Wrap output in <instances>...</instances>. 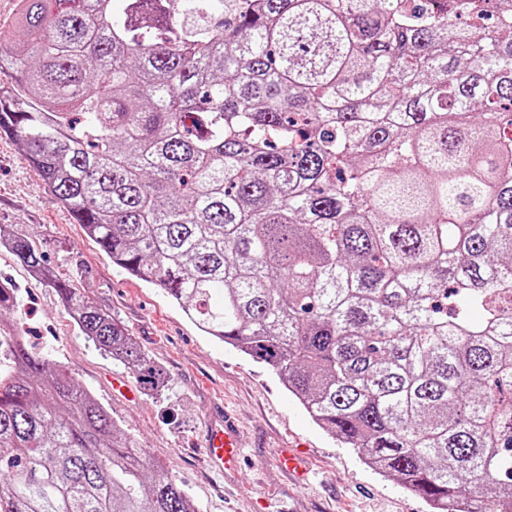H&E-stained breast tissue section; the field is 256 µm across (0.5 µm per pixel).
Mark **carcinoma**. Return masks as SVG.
Here are the masks:
<instances>
[{"label": "carcinoma", "mask_w": 512, "mask_h": 512, "mask_svg": "<svg viewBox=\"0 0 512 512\" xmlns=\"http://www.w3.org/2000/svg\"><path fill=\"white\" fill-rule=\"evenodd\" d=\"M18 0L0 134L113 264L431 512H512V0ZM0 245L149 390L125 325ZM0 512H196L10 318Z\"/></svg>", "instance_id": "obj_1"}]
</instances>
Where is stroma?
Wrapping results in <instances>:
<instances>
[{"instance_id":"35a3bbf8","label":"stroma","mask_w":512,"mask_h":512,"mask_svg":"<svg viewBox=\"0 0 512 512\" xmlns=\"http://www.w3.org/2000/svg\"><path fill=\"white\" fill-rule=\"evenodd\" d=\"M0 224L25 225L46 247L48 265L120 319L164 370L163 394L143 388L133 371L80 333L54 289L0 248V279L21 287L14 315L30 343L95 396L151 462L188 493L197 512H246L258 497L267 500L266 512H429L421 497L375 473L357 449L317 427L267 366L205 336L163 288L113 267L52 201L19 143L5 136H0ZM119 376L135 400L113 391L112 380ZM226 413L238 427L244 455L233 477L217 472L202 448L207 427ZM289 446L307 459V481L288 477L273 464L274 450Z\"/></svg>"}]
</instances>
